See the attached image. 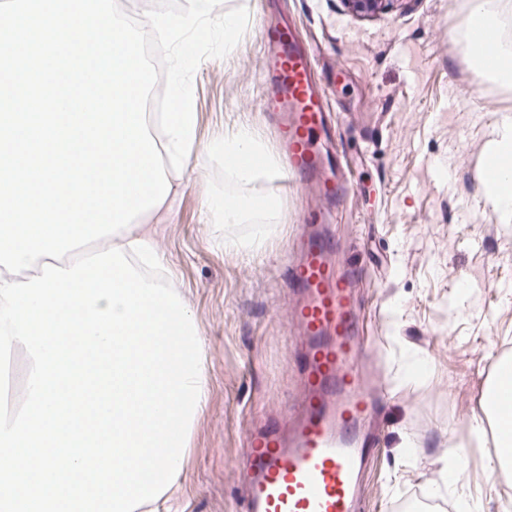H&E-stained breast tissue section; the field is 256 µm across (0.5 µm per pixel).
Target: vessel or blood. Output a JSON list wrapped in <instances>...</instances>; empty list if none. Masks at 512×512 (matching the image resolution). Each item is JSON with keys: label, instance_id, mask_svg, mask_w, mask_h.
<instances>
[{"label": "vessel or blood", "instance_id": "obj_1", "mask_svg": "<svg viewBox=\"0 0 512 512\" xmlns=\"http://www.w3.org/2000/svg\"><path fill=\"white\" fill-rule=\"evenodd\" d=\"M267 45L270 89L262 106L277 124L288 168L343 200L350 190L346 154L337 155L331 178L313 148L326 109L309 53L290 31L277 32ZM341 248L323 224L310 225L288 269L291 315L303 342L300 390L287 415L248 434L241 512H360L383 391L367 366L356 306L366 270L351 258L335 267L331 257Z\"/></svg>", "mask_w": 512, "mask_h": 512}]
</instances>
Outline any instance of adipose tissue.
<instances>
[{
	"label": "adipose tissue",
	"mask_w": 512,
	"mask_h": 512,
	"mask_svg": "<svg viewBox=\"0 0 512 512\" xmlns=\"http://www.w3.org/2000/svg\"><path fill=\"white\" fill-rule=\"evenodd\" d=\"M466 22L460 32L465 54L480 63L484 73L504 83L512 82V39L506 34L512 27V0H467ZM492 35L489 45L475 42L476 29ZM213 152L223 154L225 171L241 187H249L261 175L276 170L274 158L267 154L252 131L245 126L225 134L223 140L212 144ZM490 153L502 159V174L497 187L489 194L492 205L504 222L512 221V122L504 121L489 146ZM275 200H266L263 207H252L247 198L210 197L205 217L210 224H242L261 216L272 215Z\"/></svg>",
	"instance_id": "adipose-tissue-1"
}]
</instances>
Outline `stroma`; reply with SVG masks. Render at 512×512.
Returning a JSON list of instances; mask_svg holds the SVG:
<instances>
[{
  "mask_svg": "<svg viewBox=\"0 0 512 512\" xmlns=\"http://www.w3.org/2000/svg\"><path fill=\"white\" fill-rule=\"evenodd\" d=\"M273 1L315 53L333 145L350 157L354 189L338 203L283 170L260 182L255 200L279 202L276 235L267 253L244 259L215 240L248 239L262 226L205 223L206 196L242 193L209 147L246 125L281 154L259 108L262 27ZM239 6L249 24L236 52L203 60L194 73L195 147L182 170L167 173L171 206L137 220L196 317L208 385L186 461L158 512H234L244 430L286 408L299 389L301 342L291 334L284 268L298 256L306 218L329 211L337 236L359 244L369 368L389 390L366 512H397L418 492L448 512H458L465 494L481 512H503L488 452L472 450L465 484L445 483L441 469L451 442L467 439L482 413L490 360L512 353V227L477 184L497 123L512 116V85L472 70L458 38L466 0H396L370 15L348 12L342 0H221L220 9ZM454 300L461 306L452 312Z\"/></svg>",
  "mask_w": 512,
  "mask_h": 512,
  "instance_id": "35a3bbf8",
  "label": "stroma"
}]
</instances>
